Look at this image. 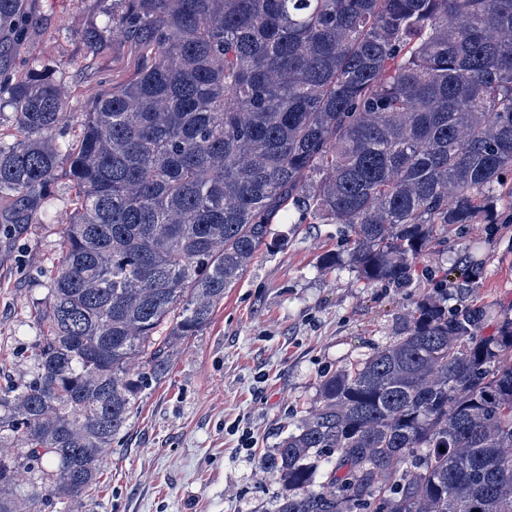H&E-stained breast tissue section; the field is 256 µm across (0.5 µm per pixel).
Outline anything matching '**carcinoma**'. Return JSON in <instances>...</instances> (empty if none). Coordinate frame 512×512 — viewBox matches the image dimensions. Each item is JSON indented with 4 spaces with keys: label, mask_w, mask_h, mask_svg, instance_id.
<instances>
[{
    "label": "carcinoma",
    "mask_w": 512,
    "mask_h": 512,
    "mask_svg": "<svg viewBox=\"0 0 512 512\" xmlns=\"http://www.w3.org/2000/svg\"><path fill=\"white\" fill-rule=\"evenodd\" d=\"M25 2L0 0V55L36 25ZM98 8L140 61L85 108L48 64L0 69V226L40 223L62 168L73 192L31 378L0 388V512L88 497L277 220L344 225L360 279L402 290L512 198V0ZM445 295L322 377L271 457L275 512H512V319L482 336Z\"/></svg>",
    "instance_id": "cac0c4a2"
}]
</instances>
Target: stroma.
<instances>
[{"label": "stroma", "instance_id": "stroma-1", "mask_svg": "<svg viewBox=\"0 0 512 512\" xmlns=\"http://www.w3.org/2000/svg\"><path fill=\"white\" fill-rule=\"evenodd\" d=\"M39 21L14 68L52 63L83 102L124 79L130 46L108 41L90 55L81 30L98 21L96 0H28ZM338 224H275L241 281L198 335L179 341L164 379L144 396L102 464L79 512H274L282 490L270 458L314 406L321 378L384 345L402 317L439 282L448 307H482V335L512 317V223L466 224L417 265L404 290L369 285L348 265ZM63 252L49 219L0 234V387L30 377L39 304ZM251 436L242 446L240 431Z\"/></svg>", "mask_w": 512, "mask_h": 512}]
</instances>
